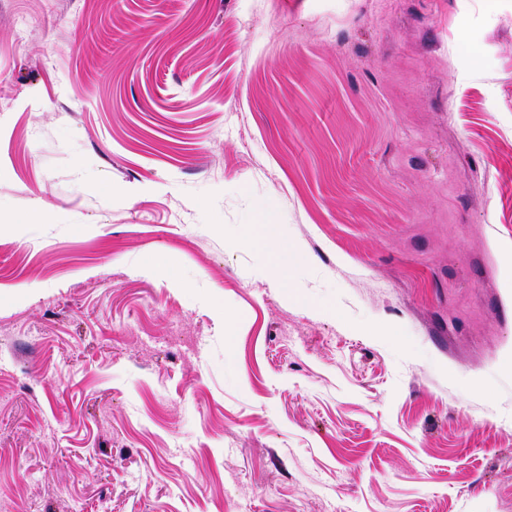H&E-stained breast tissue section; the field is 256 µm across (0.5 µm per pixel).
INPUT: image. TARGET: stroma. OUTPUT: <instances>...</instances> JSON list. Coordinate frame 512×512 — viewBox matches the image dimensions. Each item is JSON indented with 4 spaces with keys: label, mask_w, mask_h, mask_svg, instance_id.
I'll list each match as a JSON object with an SVG mask.
<instances>
[{
    "label": "stroma",
    "mask_w": 512,
    "mask_h": 512,
    "mask_svg": "<svg viewBox=\"0 0 512 512\" xmlns=\"http://www.w3.org/2000/svg\"><path fill=\"white\" fill-rule=\"evenodd\" d=\"M0 512H512V0H0Z\"/></svg>",
    "instance_id": "stroma-1"
}]
</instances>
